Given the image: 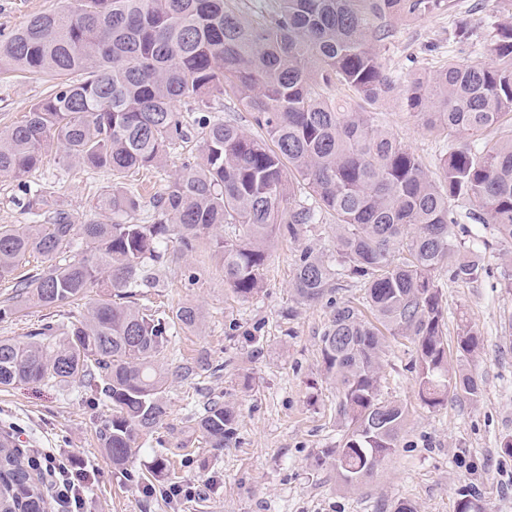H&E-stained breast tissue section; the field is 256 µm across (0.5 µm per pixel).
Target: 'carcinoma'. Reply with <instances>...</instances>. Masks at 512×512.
<instances>
[{"label": "carcinoma", "instance_id": "cac0c4a2", "mask_svg": "<svg viewBox=\"0 0 512 512\" xmlns=\"http://www.w3.org/2000/svg\"><path fill=\"white\" fill-rule=\"evenodd\" d=\"M277 2L274 13L252 16L241 0H73L0 33V74L57 80L22 121L0 131V174L24 180L55 143L66 166L116 180L99 201L107 222L75 224L55 208L46 224L0 225V281L31 257L48 262L17 281L16 299L78 309L65 326L46 321L22 339L0 337V386L89 390L112 410L101 441L120 472L164 420L170 379L193 373L170 369L173 336L202 323L194 305L168 314L142 299L171 256L204 242L225 284L247 299L263 288L274 236L296 241L311 224L336 226L335 255L303 248L290 288L304 304L340 279L365 290L359 304H333L320 336L344 426L330 458L345 487L383 467L406 419L402 404L380 396L387 336L413 343L425 405L480 394L475 377L451 364L437 273L471 283L485 272L479 237L454 232L453 201L477 205L473 219L493 226L504 255L512 254V137L472 140L512 125V24L494 27L489 61L450 59L399 87L381 56L393 25L452 14L456 0ZM72 72L83 79H62ZM338 87L351 104L336 100ZM397 90L427 128L468 135L441 159L437 178L381 113L364 109ZM225 99L249 112L260 133L215 114L227 110L215 107ZM192 125L200 153L183 159L151 214L137 218L141 201L126 178L163 167ZM479 345L475 331L460 330L459 356L473 357ZM189 422L209 447L222 448L237 413L212 397ZM45 497L17 431H0V512H45ZM455 512H483L478 491L464 490Z\"/></svg>", "mask_w": 512, "mask_h": 512}]
</instances>
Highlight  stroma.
Wrapping results in <instances>:
<instances>
[{"instance_id": "stroma-1", "label": "stroma", "mask_w": 512, "mask_h": 512, "mask_svg": "<svg viewBox=\"0 0 512 512\" xmlns=\"http://www.w3.org/2000/svg\"><path fill=\"white\" fill-rule=\"evenodd\" d=\"M68 3L0 0V31ZM453 27V16L445 13L398 25L382 50L390 73L414 79L431 75L451 57L487 60V52L475 54L468 43L452 41ZM51 91L44 80L0 75V130L21 121L30 105ZM381 110L391 132L430 171H437L457 145L456 138L425 129L400 97ZM59 156V149H49L43 166L22 186L0 175V224L32 223L21 202L26 185L49 192L74 223L101 218L96 202L110 192L111 176L65 169ZM482 235L486 275L468 284L439 275L448 341H456L464 324L480 337L475 357L464 366L476 377L481 394L474 401L428 408L418 396L413 344L389 337L381 394L405 405L408 415L395 452L358 490L341 488L331 463L317 461L322 450L338 446L343 434L319 337L333 301H361L364 289L342 279L327 298L309 305L298 302L289 288L303 247L334 253L331 224L311 225L295 242L271 240L264 286L248 299L225 285L208 247L171 258L152 302L169 311L191 304L202 312L200 332L176 338L177 361L204 356L224 369L216 376L200 371L173 381L167 415L154 433L164 448L144 447L129 475L113 473L101 449L99 430L111 416L109 408L86 402L82 387H0V426H13L34 447L65 448L84 460L91 472L87 512H393L401 502L412 503L418 512H454L459 491L471 486L481 490L484 512H512V454L501 446L512 435V290L505 286L512 279V258L503 255L492 229ZM192 273L197 280L191 284L187 277ZM68 315L62 308L18 307L0 318V336L23 337L42 322H63ZM209 394L221 396L239 414L236 435L221 450L206 447L187 424L190 410L202 406ZM159 453L176 476L154 480L155 490L149 493L139 477ZM174 480L197 486L196 495L168 500L162 491Z\"/></svg>"}]
</instances>
